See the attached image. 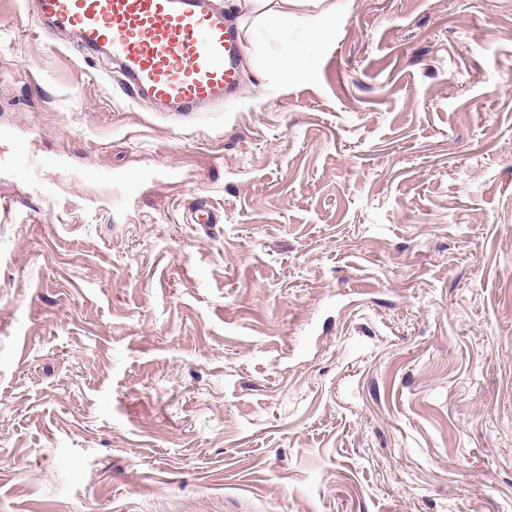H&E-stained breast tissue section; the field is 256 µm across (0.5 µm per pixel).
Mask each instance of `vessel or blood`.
<instances>
[{
  "label": "vessel or blood",
  "instance_id": "vessel-or-blood-1",
  "mask_svg": "<svg viewBox=\"0 0 512 512\" xmlns=\"http://www.w3.org/2000/svg\"><path fill=\"white\" fill-rule=\"evenodd\" d=\"M46 35H66L85 52L104 51L133 101L151 102L177 116H196L223 105L240 83L244 45L221 0H24ZM0 150V173L35 180L43 158L28 147L27 132L12 133ZM59 184L100 179L99 171L58 160ZM162 172L113 177L119 204H128L145 181Z\"/></svg>",
  "mask_w": 512,
  "mask_h": 512
}]
</instances>
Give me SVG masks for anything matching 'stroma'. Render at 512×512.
<instances>
[{
	"label": "stroma",
	"instance_id": "35a3bbf8",
	"mask_svg": "<svg viewBox=\"0 0 512 512\" xmlns=\"http://www.w3.org/2000/svg\"><path fill=\"white\" fill-rule=\"evenodd\" d=\"M181 118L0 0V512H512V0H335ZM207 202L220 224H189ZM12 139L13 145L10 150H0V173L15 175L22 172L25 178L40 191L42 184L36 180V175L47 160L33 155L30 151L25 129L19 128L12 131ZM58 175L57 185L85 183L91 180L99 181L103 175L94 169L87 167H76L65 160H55L53 162ZM163 177L161 171L142 172V173H121L109 178L111 185L113 182L115 197L118 205L128 204L136 195L139 186L145 181L160 182Z\"/></svg>",
	"mask_w": 512,
	"mask_h": 512
}]
</instances>
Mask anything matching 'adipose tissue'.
I'll return each mask as SVG.
<instances>
[{
	"label": "adipose tissue",
	"instance_id": "1",
	"mask_svg": "<svg viewBox=\"0 0 512 512\" xmlns=\"http://www.w3.org/2000/svg\"><path fill=\"white\" fill-rule=\"evenodd\" d=\"M242 4L248 15L267 23L274 39H287L289 29L303 25L317 43L327 45L336 38L327 0H242Z\"/></svg>",
	"mask_w": 512,
	"mask_h": 512
}]
</instances>
